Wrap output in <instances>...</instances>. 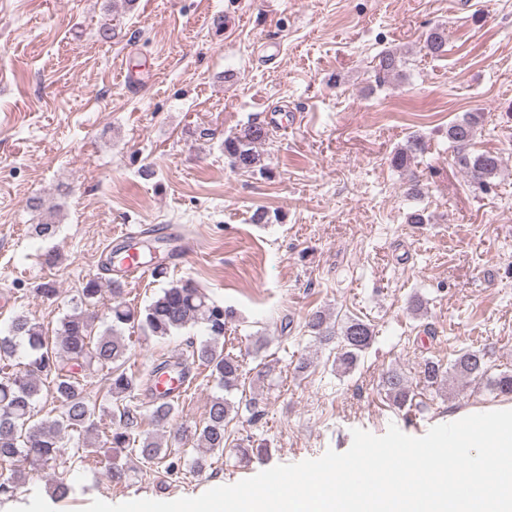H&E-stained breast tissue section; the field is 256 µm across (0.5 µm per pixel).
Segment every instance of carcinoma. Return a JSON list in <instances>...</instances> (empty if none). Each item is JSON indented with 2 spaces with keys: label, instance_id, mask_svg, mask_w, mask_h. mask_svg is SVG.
Returning a JSON list of instances; mask_svg holds the SVG:
<instances>
[{
  "label": "carcinoma",
  "instance_id": "carcinoma-1",
  "mask_svg": "<svg viewBox=\"0 0 512 512\" xmlns=\"http://www.w3.org/2000/svg\"><path fill=\"white\" fill-rule=\"evenodd\" d=\"M446 30L436 26L429 30L425 48L432 54L445 51ZM401 57L395 51H386L375 67V81L384 84L400 76ZM479 115L470 113L448 125V141L454 152L455 163L470 181L482 187L500 171L499 156L484 152H470L476 136ZM267 130L252 125L224 139V155L235 169L265 173L256 145L266 140ZM422 150L421 139L413 137L408 144L395 150L392 165L399 169L409 167L411 157ZM112 304L107 308L112 325L108 332L95 333L97 314L89 311L96 307L102 293L101 280L89 279L80 292L79 305L63 318L54 341L46 339L42 327L23 315L14 316L8 334L0 336V360L14 355L21 345L27 347V362L18 370L0 367V466L10 474L0 480V497L10 498L24 483L26 471L37 470L57 463L65 454L63 442L72 443V456L94 468L104 463L93 448L99 437L96 405L88 398L81 375L95 368L110 370L102 396L111 404L112 427L105 435L110 447L134 454L143 463L160 468L163 477L183 474L187 449L172 450L164 447L155 434L136 431L137 412L125 404L135 396L141 386L140 378L127 374L122 366L127 359V346L121 328L136 324L149 336L160 339L173 335L191 323H202L208 339L191 353L193 361L208 367L217 385L230 392L238 389L242 378V363L238 357L224 352L226 320L233 315L208 297L192 281L184 280L162 289L144 309L135 311L122 300L123 288L119 279L109 281ZM307 331L320 346L334 354L333 365L347 372L355 368L374 339L372 325L358 317L348 316L340 322H329V317L316 311L309 315ZM189 375L186 360H163L150 373V380L169 372ZM468 383H482L487 374L485 352L472 347L462 349L457 357L443 366L429 360L421 371V379L428 387L440 385L450 375ZM47 386L58 406L52 415L38 419L35 403L42 386ZM380 390L397 408L412 406L416 393L406 375L399 369L387 371ZM239 408L222 396L209 404L207 417L201 427L194 430L199 454L191 459L190 472L201 473L209 465V456L224 453L232 443L229 424L238 418ZM149 419L158 430L172 425L174 406L169 401H156ZM112 479L119 482L126 476V468L112 461L105 462Z\"/></svg>",
  "mask_w": 512,
  "mask_h": 512
}]
</instances>
